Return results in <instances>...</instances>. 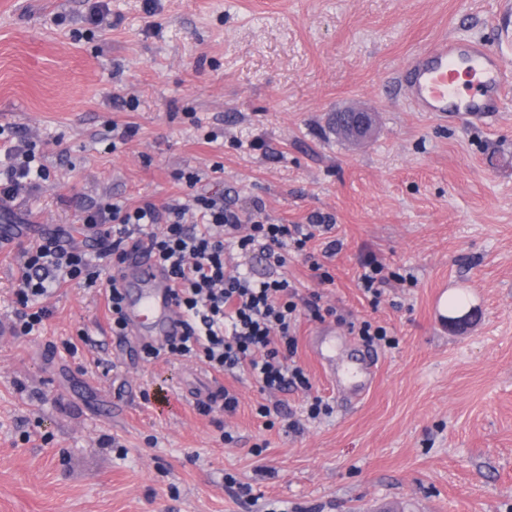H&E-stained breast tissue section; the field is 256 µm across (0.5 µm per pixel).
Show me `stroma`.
<instances>
[{
  "label": "stroma",
  "mask_w": 512,
  "mask_h": 512,
  "mask_svg": "<svg viewBox=\"0 0 512 512\" xmlns=\"http://www.w3.org/2000/svg\"><path fill=\"white\" fill-rule=\"evenodd\" d=\"M107 3L96 26L93 0H0V128L49 172L0 226L81 247L84 210L185 199L175 174L191 172L245 217L257 203L275 224L331 216L310 244L329 279L301 256L286 272L334 313L300 318L311 390L270 396L193 359L145 361V337L112 335L103 291L75 281L16 335L19 254L0 255V512H512V85L473 121L416 111L402 89L408 60L445 37L512 67V0ZM351 108L375 118L364 141L333 126ZM369 255L400 275L375 306L358 286ZM444 287L467 323L436 321ZM364 320L397 342L376 346L375 382L348 405L308 338ZM216 380L234 413L202 411L195 392ZM316 396L330 412L311 419Z\"/></svg>",
  "instance_id": "35a3bbf8"
}]
</instances>
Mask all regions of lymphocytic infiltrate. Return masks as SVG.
<instances>
[{
	"instance_id": "lymphocytic-infiltrate-1",
	"label": "lymphocytic infiltrate",
	"mask_w": 512,
	"mask_h": 512,
	"mask_svg": "<svg viewBox=\"0 0 512 512\" xmlns=\"http://www.w3.org/2000/svg\"><path fill=\"white\" fill-rule=\"evenodd\" d=\"M35 149L34 143L21 141L0 151L1 205L46 181L47 170ZM186 183L192 192L182 202L161 207L148 200L112 202L86 210L82 222L95 235L85 248L65 245L58 232L24 248L16 332L29 335L49 316L41 299L80 278L89 288L105 280L112 333L124 335L118 279L129 252L143 248L173 282L184 318L182 336L160 347L144 346L146 360L164 352L194 358L218 374L248 375L271 395L310 389L308 374L295 360L296 328L302 312L319 315L321 297L298 299L284 269L290 255L303 254L317 233L330 230V217L317 216L310 224L257 221L246 229L223 192H195L193 176ZM234 249L259 250L276 277L259 280L247 271L228 272L226 255Z\"/></svg>"
}]
</instances>
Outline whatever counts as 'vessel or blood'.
<instances>
[{
  "label": "vessel or blood",
  "instance_id": "obj_1",
  "mask_svg": "<svg viewBox=\"0 0 512 512\" xmlns=\"http://www.w3.org/2000/svg\"><path fill=\"white\" fill-rule=\"evenodd\" d=\"M498 50L476 41L443 39L416 53L406 66L404 93L420 112L445 117L475 118L500 111L508 78ZM129 326L149 327L161 338L180 335L182 318L173 297L172 284L152 259L134 254L121 273ZM309 346L339 393L359 401L372 382L377 364L360 357L356 368L336 363V336L324 331L310 337Z\"/></svg>",
  "mask_w": 512,
  "mask_h": 512
}]
</instances>
